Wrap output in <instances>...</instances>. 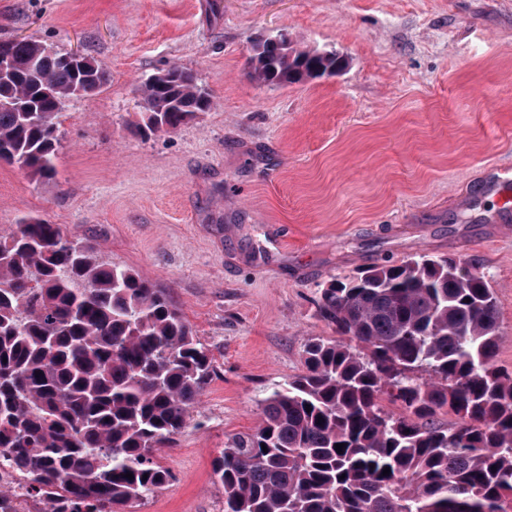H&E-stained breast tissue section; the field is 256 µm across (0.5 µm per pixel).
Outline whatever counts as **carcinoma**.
<instances>
[{
	"mask_svg": "<svg viewBox=\"0 0 512 512\" xmlns=\"http://www.w3.org/2000/svg\"><path fill=\"white\" fill-rule=\"evenodd\" d=\"M0 48L14 62L0 77V161L49 178L64 102L98 92L108 71L88 54L49 55L33 36ZM342 68L282 33L250 56L263 84ZM138 93L145 136L212 105L179 66ZM317 306L345 340L311 339L305 371L272 388L259 426L213 460L224 512H512V372L495 364L496 300L472 262L373 266L330 280ZM212 373L147 278L38 217L0 236V464L36 512H129L151 497L171 478L156 452L187 426ZM443 411L456 417L449 427Z\"/></svg>",
	"mask_w": 512,
	"mask_h": 512,
	"instance_id": "obj_1",
	"label": "carcinoma"
}]
</instances>
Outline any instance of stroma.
<instances>
[{
    "mask_svg": "<svg viewBox=\"0 0 512 512\" xmlns=\"http://www.w3.org/2000/svg\"><path fill=\"white\" fill-rule=\"evenodd\" d=\"M343 70L259 84L261 37ZM84 51L110 79L66 101L55 173L0 163V236L28 216L167 289L211 383L136 512H224L212 461L302 374L319 290L415 254L465 256L497 300L512 370V0H0V41ZM177 65L212 94L171 133L134 134L137 86Z\"/></svg>",
    "mask_w": 512,
    "mask_h": 512,
    "instance_id": "35a3bbf8",
    "label": "stroma"
}]
</instances>
